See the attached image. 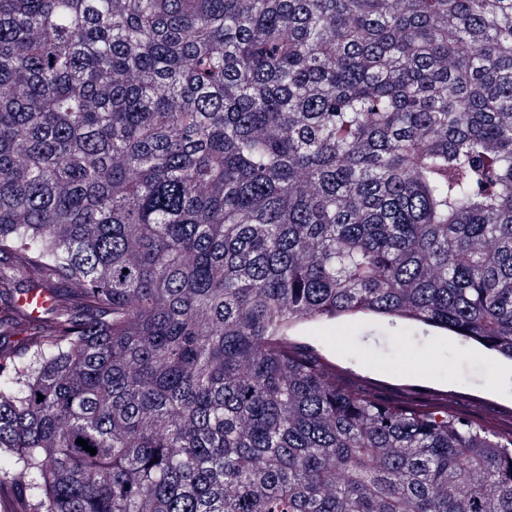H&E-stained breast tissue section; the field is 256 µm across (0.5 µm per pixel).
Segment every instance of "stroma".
<instances>
[{"label":"stroma","mask_w":512,"mask_h":512,"mask_svg":"<svg viewBox=\"0 0 512 512\" xmlns=\"http://www.w3.org/2000/svg\"><path fill=\"white\" fill-rule=\"evenodd\" d=\"M301 335L357 375L431 385L473 415L512 418V364L447 333L363 317L310 323Z\"/></svg>","instance_id":"35a3bbf8"}]
</instances>
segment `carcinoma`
Masks as SVG:
<instances>
[{"mask_svg":"<svg viewBox=\"0 0 512 512\" xmlns=\"http://www.w3.org/2000/svg\"><path fill=\"white\" fill-rule=\"evenodd\" d=\"M35 289L26 512H512V421L294 336L512 360V0H0V299Z\"/></svg>","mask_w":512,"mask_h":512,"instance_id":"obj_1","label":"carcinoma"}]
</instances>
